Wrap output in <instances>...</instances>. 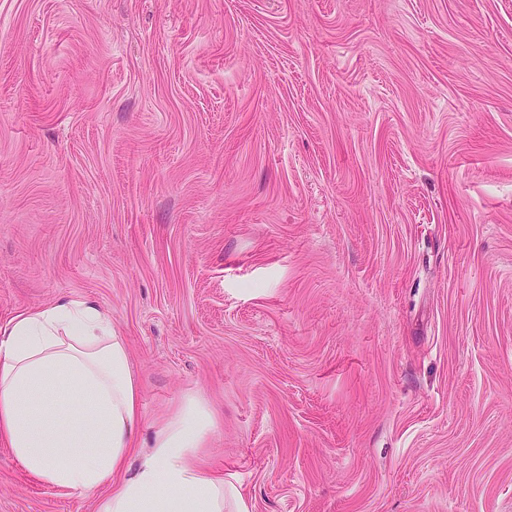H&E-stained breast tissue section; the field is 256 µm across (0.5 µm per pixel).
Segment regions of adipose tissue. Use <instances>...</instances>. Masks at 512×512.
<instances>
[{"label":"adipose tissue","instance_id":"obj_1","mask_svg":"<svg viewBox=\"0 0 512 512\" xmlns=\"http://www.w3.org/2000/svg\"><path fill=\"white\" fill-rule=\"evenodd\" d=\"M139 422L128 348L96 302L63 298L0 324V440L30 473L71 492L107 488L97 512H224V478L199 461L212 409L185 399L143 453Z\"/></svg>","mask_w":512,"mask_h":512}]
</instances>
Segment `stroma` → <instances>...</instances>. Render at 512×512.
Here are the masks:
<instances>
[{"label": "stroma", "instance_id": "35a3bbf8", "mask_svg": "<svg viewBox=\"0 0 512 512\" xmlns=\"http://www.w3.org/2000/svg\"><path fill=\"white\" fill-rule=\"evenodd\" d=\"M62 297L224 512H512V0H0V323Z\"/></svg>", "mask_w": 512, "mask_h": 512}]
</instances>
